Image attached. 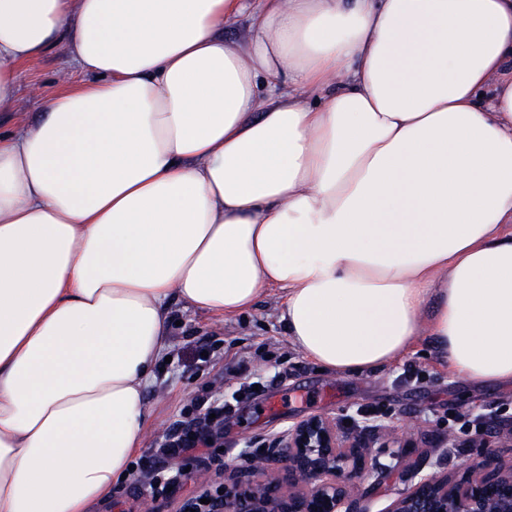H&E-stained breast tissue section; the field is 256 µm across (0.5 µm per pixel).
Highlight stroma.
I'll list each match as a JSON object with an SVG mask.
<instances>
[{
  "label": "stroma",
  "instance_id": "stroma-1",
  "mask_svg": "<svg viewBox=\"0 0 512 512\" xmlns=\"http://www.w3.org/2000/svg\"><path fill=\"white\" fill-rule=\"evenodd\" d=\"M83 79L76 64L53 49L21 68L16 112H0V132L38 119L61 79ZM281 301L269 293L250 311L217 318L176 305L170 328V363L156 371L147 390L145 446L131 461L129 475L112 489L111 503L99 512H178L182 502L216 487L249 479L251 459L294 421L311 415L373 411L394 431L402 471L361 480L369 512H388L409 483L405 468L435 459L438 436L454 434L448 449V477L471 474L486 432L480 411L512 421V385L475 387L452 373L432 339L420 336L412 352L384 369L348 376L320 371L287 338ZM223 406L224 424L208 446L170 461L157 457L164 435L205 406ZM159 474L168 489L151 496L138 475Z\"/></svg>",
  "mask_w": 512,
  "mask_h": 512
}]
</instances>
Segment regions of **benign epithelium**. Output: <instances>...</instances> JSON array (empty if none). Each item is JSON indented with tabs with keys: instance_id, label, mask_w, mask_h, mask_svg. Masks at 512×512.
<instances>
[{
	"instance_id": "7a95c632",
	"label": "benign epithelium",
	"mask_w": 512,
	"mask_h": 512,
	"mask_svg": "<svg viewBox=\"0 0 512 512\" xmlns=\"http://www.w3.org/2000/svg\"><path fill=\"white\" fill-rule=\"evenodd\" d=\"M482 418L498 438L512 442V426L492 414ZM346 425L342 415H311L288 427L255 461L266 471L280 466L283 476L235 485L222 491L216 512H369L359 507V479L396 469L373 455L378 442L389 447L391 427L366 421ZM473 465L474 477L452 482L448 474L417 465L410 486L388 512H512V464L499 461L489 441Z\"/></svg>"
}]
</instances>
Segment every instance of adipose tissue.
I'll return each instance as SVG.
<instances>
[{"mask_svg":"<svg viewBox=\"0 0 512 512\" xmlns=\"http://www.w3.org/2000/svg\"><path fill=\"white\" fill-rule=\"evenodd\" d=\"M55 47L0 134V512L111 497L178 303L512 384V0H0V111ZM63 77L73 84L84 79L76 64L58 49H52L39 60L23 66L17 81L18 107L15 111L0 112L1 133L14 132L20 122L38 119L44 101L58 91Z\"/></svg>","mask_w":512,"mask_h":512,"instance_id":"adipose-tissue-1","label":"adipose tissue"}]
</instances>
